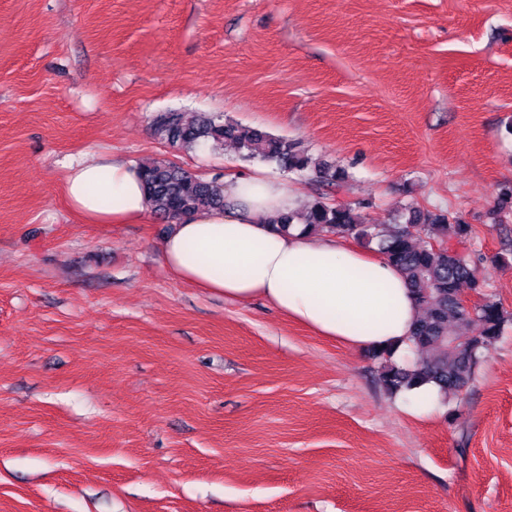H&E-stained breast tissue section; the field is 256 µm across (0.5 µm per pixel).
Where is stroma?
<instances>
[{
  "instance_id": "stroma-1",
  "label": "stroma",
  "mask_w": 512,
  "mask_h": 512,
  "mask_svg": "<svg viewBox=\"0 0 512 512\" xmlns=\"http://www.w3.org/2000/svg\"><path fill=\"white\" fill-rule=\"evenodd\" d=\"M170 109L301 140L367 223L448 210L512 312V0H0V512H512V322L417 418L372 357L176 281L154 216L68 208L82 156L251 172ZM316 181L329 191H339L346 183L347 174L341 168H336L333 162L325 161L314 166Z\"/></svg>"
}]
</instances>
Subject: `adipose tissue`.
I'll return each mask as SVG.
<instances>
[{
    "label": "adipose tissue",
    "instance_id": "ef3b65f1",
    "mask_svg": "<svg viewBox=\"0 0 512 512\" xmlns=\"http://www.w3.org/2000/svg\"><path fill=\"white\" fill-rule=\"evenodd\" d=\"M65 192L92 224H124L150 210L138 166L122 159L70 163ZM224 196V210L198 212L158 243L161 263L175 279L235 303L263 300L354 354L383 347L396 364L414 365L408 336L418 307L383 254L331 235L275 230L270 217L300 207L278 176L257 171L226 178Z\"/></svg>",
    "mask_w": 512,
    "mask_h": 512
}]
</instances>
